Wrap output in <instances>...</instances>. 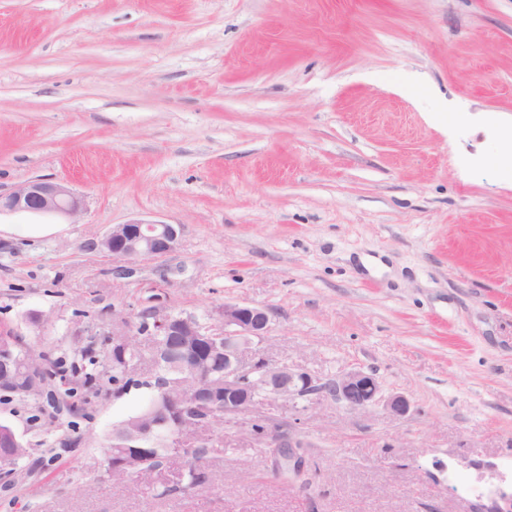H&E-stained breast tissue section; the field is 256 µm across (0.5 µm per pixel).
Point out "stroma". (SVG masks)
<instances>
[{"instance_id":"1","label":"stroma","mask_w":512,"mask_h":512,"mask_svg":"<svg viewBox=\"0 0 512 512\" xmlns=\"http://www.w3.org/2000/svg\"><path fill=\"white\" fill-rule=\"evenodd\" d=\"M37 178L85 209L0 215V328L35 354L250 304L270 363L411 410L264 400L302 476L227 424L208 482L154 498L103 469L147 371L101 361L79 412L0 400L32 446L0 512H470L512 480V0H0V192ZM133 219L182 233L120 272L95 244Z\"/></svg>"}]
</instances>
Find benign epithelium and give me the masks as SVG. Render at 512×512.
<instances>
[{"label": "benign epithelium", "mask_w": 512, "mask_h": 512, "mask_svg": "<svg viewBox=\"0 0 512 512\" xmlns=\"http://www.w3.org/2000/svg\"><path fill=\"white\" fill-rule=\"evenodd\" d=\"M84 209V200L72 188L61 182L35 179L24 182L6 194L0 193V215L28 213L74 217ZM181 235V225L160 221L131 220L112 227L95 243V247L112 256V260L130 262L142 258H161L175 251ZM225 330L216 333L200 324L191 315L158 314L154 316L151 335L165 336L171 348L179 351L187 364L172 373L165 363L153 361L154 386L162 396L164 406L155 412L132 419L128 443L112 449L105 459V474L111 478L153 473L150 467L154 449L153 435L170 434L169 452L188 458L196 445L200 423L195 413L204 410L213 414L224 408V416L232 419L249 414L270 397L314 403L329 397L351 412L366 411L382 406L395 418L410 412L409 400L398 393L383 394L375 374L351 368L336 379L322 382L306 372L270 364L255 347L254 340L267 335L269 311L264 308L226 304L222 309ZM136 344L129 325L112 329L108 345L112 350V365L128 361V352ZM224 361V386L218 388L204 380L215 366ZM53 371L33 355L21 341L0 343V392L7 397L26 398L38 394L51 382ZM6 451L0 452V472L12 471L19 460L29 456L28 446L7 424L0 426ZM265 444L275 449L284 465L293 472H304L305 458L296 452L301 443L287 434L268 428L260 432ZM477 512H512V494L497 492L490 503L475 505Z\"/></svg>", "instance_id": "benign-epithelium-1"}]
</instances>
